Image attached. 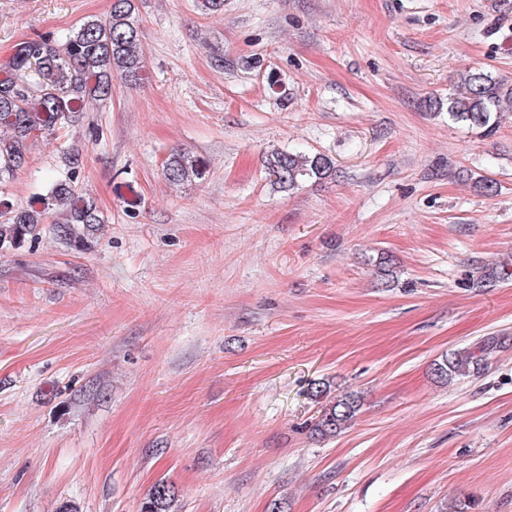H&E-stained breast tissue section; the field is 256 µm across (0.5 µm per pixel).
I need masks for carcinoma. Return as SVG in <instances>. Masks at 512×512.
Listing matches in <instances>:
<instances>
[{
  "label": "carcinoma",
  "mask_w": 512,
  "mask_h": 512,
  "mask_svg": "<svg viewBox=\"0 0 512 512\" xmlns=\"http://www.w3.org/2000/svg\"><path fill=\"white\" fill-rule=\"evenodd\" d=\"M136 0H110L106 15L91 17L63 40L37 35L16 44L8 66L0 72V184L14 177L27 163L31 140L55 135L112 98L113 81L137 85L147 65L142 50ZM447 106L448 119L476 127L490 135L512 112V79L483 68L465 71L448 93V102L429 99L428 106ZM66 176L47 178L48 188L38 199L0 210V252L19 247L26 239H39L41 227L51 223L56 237L79 251L106 223L87 191L79 187L83 160L77 150L64 153ZM266 170L277 188L292 190L309 179L336 177V163L321 152L274 151L266 157ZM165 180L182 185L205 176L196 157L172 153L163 167ZM490 343L480 353L454 350L433 363L438 382L480 373ZM308 396L321 405L311 433L331 439L356 419L361 400L355 394L330 396V385L315 382ZM175 486L157 482L141 512H172Z\"/></svg>",
  "instance_id": "cac0c4a2"
}]
</instances>
